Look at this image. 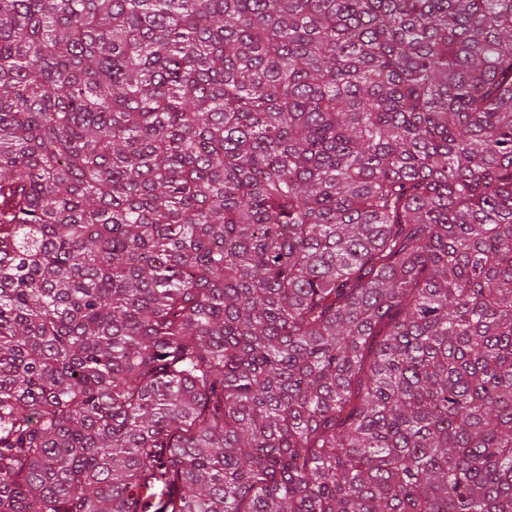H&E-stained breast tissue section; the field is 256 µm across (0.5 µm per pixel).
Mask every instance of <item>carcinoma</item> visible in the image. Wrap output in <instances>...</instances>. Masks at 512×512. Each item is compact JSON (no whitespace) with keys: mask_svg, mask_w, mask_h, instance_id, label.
<instances>
[{"mask_svg":"<svg viewBox=\"0 0 512 512\" xmlns=\"http://www.w3.org/2000/svg\"><path fill=\"white\" fill-rule=\"evenodd\" d=\"M0 512H512V0H0Z\"/></svg>","mask_w":512,"mask_h":512,"instance_id":"cac0c4a2","label":"carcinoma"}]
</instances>
